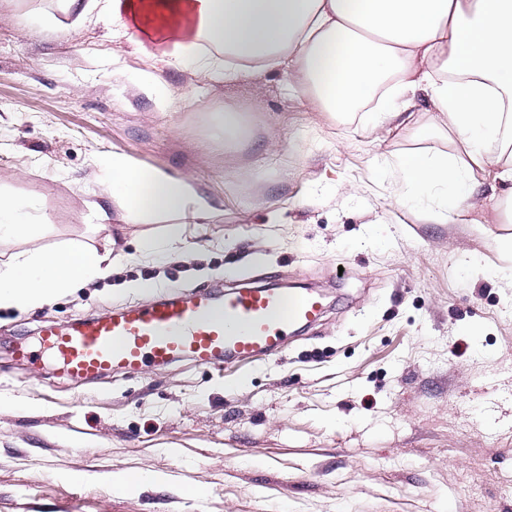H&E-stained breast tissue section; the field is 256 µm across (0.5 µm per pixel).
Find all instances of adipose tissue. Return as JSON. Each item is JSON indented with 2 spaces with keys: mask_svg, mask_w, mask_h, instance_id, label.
<instances>
[{
  "mask_svg": "<svg viewBox=\"0 0 512 512\" xmlns=\"http://www.w3.org/2000/svg\"><path fill=\"white\" fill-rule=\"evenodd\" d=\"M103 14L113 34L167 67L226 75L287 58L313 110L332 117L378 88L372 122L398 128L424 98L455 152L393 156L395 205L432 197L428 219L467 222L485 209V173L512 196V0H105ZM106 179L125 218L165 223L173 248L184 220L213 208L188 174L116 157ZM111 267L110 253L79 244L19 252L0 262V307L47 303Z\"/></svg>",
  "mask_w": 512,
  "mask_h": 512,
  "instance_id": "1",
  "label": "adipose tissue"
}]
</instances>
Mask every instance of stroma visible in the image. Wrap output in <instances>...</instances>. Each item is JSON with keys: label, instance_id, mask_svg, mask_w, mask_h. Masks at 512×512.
<instances>
[{"label": "stroma", "instance_id": "1", "mask_svg": "<svg viewBox=\"0 0 512 512\" xmlns=\"http://www.w3.org/2000/svg\"><path fill=\"white\" fill-rule=\"evenodd\" d=\"M152 64L97 14L74 27L58 0H0V197L36 202L38 224L0 261L73 242L114 258L82 290L0 308V512H512V216L437 224L393 205L389 157L454 150L425 103L390 132L312 111L284 62L220 81L164 68L148 92ZM239 108L250 135L227 152L212 117ZM115 155L193 173L212 199L183 253L163 225L125 221ZM256 274L321 291L327 311L252 365L75 382L40 349L45 325ZM121 470L166 480L123 494Z\"/></svg>", "mask_w": 512, "mask_h": 512}]
</instances>
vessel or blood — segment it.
<instances>
[{"label":"vessel or blood","instance_id":"1","mask_svg":"<svg viewBox=\"0 0 512 512\" xmlns=\"http://www.w3.org/2000/svg\"><path fill=\"white\" fill-rule=\"evenodd\" d=\"M323 313L315 291L243 283L221 294L200 289L49 326L40 344L72 379L93 381L182 359L210 366L268 357Z\"/></svg>","mask_w":512,"mask_h":512}]
</instances>
